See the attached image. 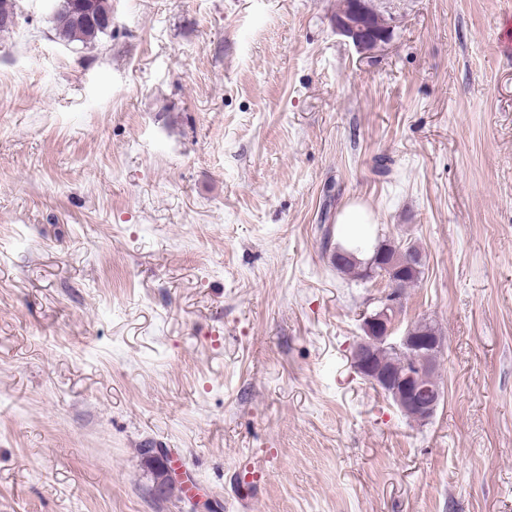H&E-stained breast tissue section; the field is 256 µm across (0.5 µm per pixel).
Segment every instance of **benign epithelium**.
I'll list each match as a JSON object with an SVG mask.
<instances>
[{
    "instance_id": "obj_1",
    "label": "benign epithelium",
    "mask_w": 512,
    "mask_h": 512,
    "mask_svg": "<svg viewBox=\"0 0 512 512\" xmlns=\"http://www.w3.org/2000/svg\"><path fill=\"white\" fill-rule=\"evenodd\" d=\"M336 32L362 50L374 49L390 39L386 26H373V9L369 0H342L333 19ZM392 292L373 313L363 318V336L352 352V364L366 381L382 391L402 413L412 412L418 424L428 423L443 398V390L435 389L429 381L436 373L435 362L445 339L439 332L425 331V336L395 335L397 315L401 307L398 283L388 282ZM392 347L402 352L411 349L410 357L417 362L388 363L373 357L375 349ZM179 469L162 465L156 476V492L165 495L169 485L178 481Z\"/></svg>"
}]
</instances>
